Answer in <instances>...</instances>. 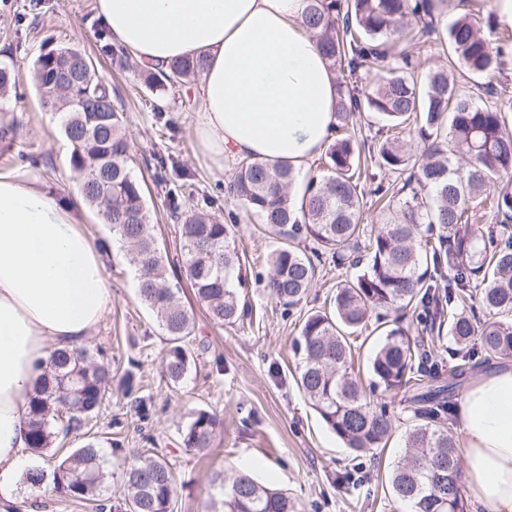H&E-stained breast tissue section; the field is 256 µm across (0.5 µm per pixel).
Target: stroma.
<instances>
[{
	"instance_id": "35a3bbf8",
	"label": "stroma",
	"mask_w": 512,
	"mask_h": 512,
	"mask_svg": "<svg viewBox=\"0 0 512 512\" xmlns=\"http://www.w3.org/2000/svg\"><path fill=\"white\" fill-rule=\"evenodd\" d=\"M101 28L96 0H0V64L15 78L10 95L0 99V173L26 176L62 201L80 189L81 177L69 165L70 148L58 116L36 88L32 68L42 51L60 45L81 48L112 85L114 103L126 114L130 166L148 184L147 206L169 259L179 251L171 196H178L185 211L210 200L217 216L237 214L235 247L243 278L238 291L252 319L244 325H218L191 290H183L180 300L193 327L188 343L192 358L186 378L169 383L161 365L165 334L137 296L130 256L110 226L90 212L85 228L102 246L112 299L86 346L98 359L111 362L114 380L85 435L58 439L57 447L79 448L94 441L110 462L107 491L115 497L122 488L123 461L154 449L177 474L174 512H208L216 474L241 468L286 489L301 512H405L385 487L409 426L405 393L383 397L397 418L387 447L359 455L328 430L296 385L298 358L292 342L303 318L323 308L337 283L355 275V268L322 255L307 298L291 308L272 299L266 290L272 242L257 216L227 194L236 159H225L219 171L195 146L198 81L161 95L152 92L133 59L106 52L97 37ZM159 102L164 105L160 114L154 110ZM129 372L136 396L144 402L140 412L123 386ZM202 409L216 413L223 424L211 449L193 454L180 447L179 438Z\"/></svg>"
}]
</instances>
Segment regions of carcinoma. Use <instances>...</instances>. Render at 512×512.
<instances>
[{"label":"carcinoma","instance_id":"carcinoma-1","mask_svg":"<svg viewBox=\"0 0 512 512\" xmlns=\"http://www.w3.org/2000/svg\"><path fill=\"white\" fill-rule=\"evenodd\" d=\"M452 0H308L304 23L320 44L336 81V123L327 156L328 174L309 180L300 205L291 198L297 172L289 165L249 158L238 162L229 195L276 236L267 288L285 305L307 295L316 274L312 257L331 254L337 264L359 268L336 286L332 307L307 314L294 340L300 357L297 385L307 403L347 448L358 454L386 447L395 416L371 406L370 394L404 387L415 423L392 469L389 491L407 512H467L464 469L453 434L455 388L492 358L512 356V92L498 84L512 40L493 44L469 13L445 31L439 23ZM448 64L420 73L416 61L442 38ZM72 47L42 52L34 64L39 91L54 85L71 60ZM202 56L174 60L139 72L149 89L163 93L201 73ZM481 79L488 98L461 93L450 73ZM70 105L59 110L71 151L69 164L82 177V194L131 255L138 295L166 334L162 365L174 384L189 368V313L178 300L185 281L215 322L234 325L248 316L233 286L241 259L231 229L204 208L174 215L181 221L177 262L163 254L152 229L146 185L129 165L126 116L112 87L87 64L68 85ZM376 115L383 125L374 141L359 143L353 118ZM387 200L377 229L364 234V188ZM494 195V224L482 223L475 200ZM312 241L306 250L301 244ZM490 318L480 320L474 306ZM418 312L430 342L448 333V369L437 362L421 371L424 342L399 320L383 326L371 359L370 383L353 376L350 336L362 332L374 310ZM112 387V365L87 348L52 355L30 398L27 448L42 455L58 436L84 431ZM221 420L201 409L180 436L181 447L207 452ZM51 473L31 468L25 482H51L60 501L96 503L97 512H172L175 476L162 457L143 451L123 463V496L104 495L108 460L93 442L64 455L53 453ZM223 499L214 512H298L287 492L239 471L216 477Z\"/></svg>","mask_w":512,"mask_h":512}]
</instances>
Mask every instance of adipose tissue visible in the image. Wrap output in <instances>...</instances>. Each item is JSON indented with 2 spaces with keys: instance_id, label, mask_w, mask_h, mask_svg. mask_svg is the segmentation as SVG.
I'll list each match as a JSON object with an SVG mask.
<instances>
[{
  "instance_id": "1",
  "label": "adipose tissue",
  "mask_w": 512,
  "mask_h": 512,
  "mask_svg": "<svg viewBox=\"0 0 512 512\" xmlns=\"http://www.w3.org/2000/svg\"><path fill=\"white\" fill-rule=\"evenodd\" d=\"M307 0H97L112 41L151 67L202 55L198 151L215 167L251 157L300 167L329 143L336 79L303 25ZM84 207L0 173V501L19 497L25 416L51 355L80 347L111 299ZM466 489L512 512V363L470 383L459 406Z\"/></svg>"
}]
</instances>
